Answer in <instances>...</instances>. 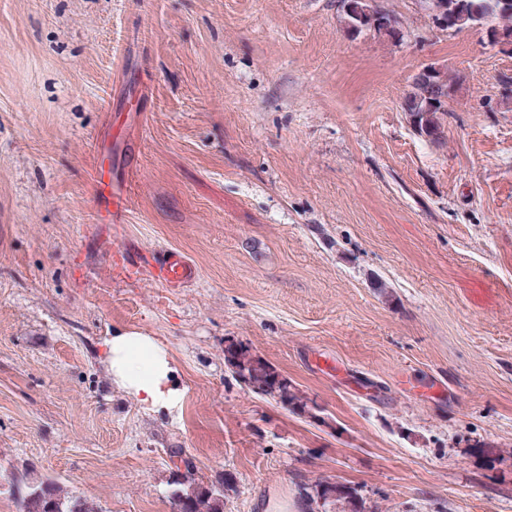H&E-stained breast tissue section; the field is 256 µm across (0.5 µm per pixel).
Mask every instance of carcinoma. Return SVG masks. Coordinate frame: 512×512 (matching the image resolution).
I'll use <instances>...</instances> for the list:
<instances>
[{
    "instance_id": "1",
    "label": "carcinoma",
    "mask_w": 512,
    "mask_h": 512,
    "mask_svg": "<svg viewBox=\"0 0 512 512\" xmlns=\"http://www.w3.org/2000/svg\"><path fill=\"white\" fill-rule=\"evenodd\" d=\"M438 17L451 21L454 29L482 28L493 45H512V0H429ZM351 12L342 11L344 28L357 37L372 31V14L381 7L369 0H353ZM450 93L452 84L448 73L437 70L436 86L415 83L404 98L406 116L418 123L426 135L441 129L448 115L447 104L432 103L435 89ZM224 360L232 373L252 392L269 396L286 408L300 413L310 411L305 397L266 360L251 352L240 342H230L224 347ZM310 504L326 505L328 502H345L353 512H365L357 504L350 488L343 484L321 481L306 493ZM173 512H224V492L214 486H204L192 481L177 483L171 491ZM23 512H101L96 504L82 498L64 495L53 483H40L29 488L23 503Z\"/></svg>"
}]
</instances>
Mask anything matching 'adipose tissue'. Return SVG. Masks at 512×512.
<instances>
[{"label":"adipose tissue","mask_w":512,"mask_h":512,"mask_svg":"<svg viewBox=\"0 0 512 512\" xmlns=\"http://www.w3.org/2000/svg\"><path fill=\"white\" fill-rule=\"evenodd\" d=\"M105 362L112 381L150 409L170 410L183 389L167 351L151 337L117 330L105 342Z\"/></svg>","instance_id":"obj_1"}]
</instances>
